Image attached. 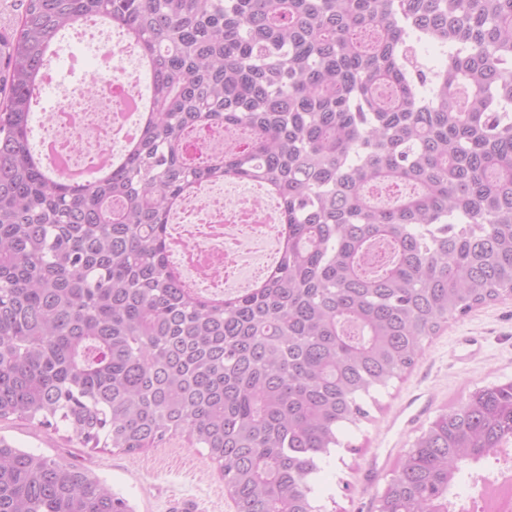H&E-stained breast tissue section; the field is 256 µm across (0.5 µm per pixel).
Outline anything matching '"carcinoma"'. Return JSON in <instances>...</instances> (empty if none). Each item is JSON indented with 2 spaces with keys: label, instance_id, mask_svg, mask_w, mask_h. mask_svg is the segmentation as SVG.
<instances>
[{
  "label": "carcinoma",
  "instance_id": "cac0c4a2",
  "mask_svg": "<svg viewBox=\"0 0 512 512\" xmlns=\"http://www.w3.org/2000/svg\"><path fill=\"white\" fill-rule=\"evenodd\" d=\"M108 19L151 118L102 178L33 162L47 50ZM439 48L425 66L417 47ZM207 129L241 143L202 158ZM246 182L287 241L213 302L170 267L173 204ZM393 192L386 205L374 189ZM512 294V0H26L0 37V421L132 453L182 435L235 512H322L320 462L450 319ZM512 445V381L414 441L378 512ZM0 512H133L90 470L0 437Z\"/></svg>",
  "mask_w": 512,
  "mask_h": 512
}]
</instances>
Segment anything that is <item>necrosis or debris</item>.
Returning <instances> with one entry per match:
<instances>
[{
	"label": "necrosis or debris",
	"mask_w": 512,
	"mask_h": 512,
	"mask_svg": "<svg viewBox=\"0 0 512 512\" xmlns=\"http://www.w3.org/2000/svg\"><path fill=\"white\" fill-rule=\"evenodd\" d=\"M131 56L126 45L105 48L95 95L85 94L82 82H75L49 117L50 140L66 158L94 160L110 153L126 125L125 115L140 98ZM181 224L187 230L181 246L187 269L204 272L209 280L223 279L228 289L249 285L241 274L245 245L256 242L267 251L275 249V211L252 196L232 200L211 191L199 193Z\"/></svg>",
	"instance_id": "obj_1"
}]
</instances>
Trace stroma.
Returning a JSON list of instances; mask_svg holds the SVG:
<instances>
[{
  "mask_svg": "<svg viewBox=\"0 0 512 512\" xmlns=\"http://www.w3.org/2000/svg\"><path fill=\"white\" fill-rule=\"evenodd\" d=\"M512 381V296L449 320L424 343L416 365L375 394L371 418L344 429L315 480L324 512H377L378 499L414 440L443 410L478 387ZM0 435L22 449L88 468L125 498L135 512H235L207 449L174 436L129 454L69 440L65 429L22 420L0 423Z\"/></svg>",
  "mask_w": 512,
  "mask_h": 512,
  "instance_id": "stroma-1",
  "label": "stroma"
}]
</instances>
